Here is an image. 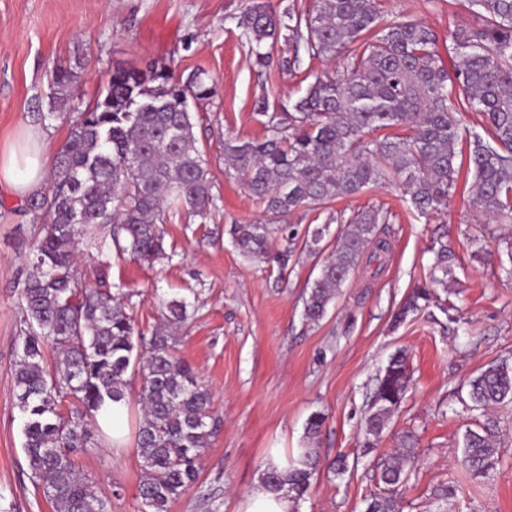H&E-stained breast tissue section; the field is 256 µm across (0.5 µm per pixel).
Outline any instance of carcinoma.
Segmentation results:
<instances>
[{"label":"carcinoma","mask_w":512,"mask_h":512,"mask_svg":"<svg viewBox=\"0 0 512 512\" xmlns=\"http://www.w3.org/2000/svg\"><path fill=\"white\" fill-rule=\"evenodd\" d=\"M468 3L478 24L451 33L452 78L441 63L437 33L415 19L382 23V0H313L309 10L279 14L256 2L239 16L237 27L260 68L271 62L280 38L288 44V55L278 59L286 71L306 58L337 62L296 101L259 102L263 139L224 140L225 173L239 177L268 215L231 227L242 256L262 257L277 244L275 259L284 271L297 242L294 232L277 225L282 218L325 215L305 242L313 254L330 225H344L310 286L308 320L326 315L360 261L369 265L386 251L378 225L390 223L392 212L378 205L348 216L330 207L339 197L399 183L418 213L441 215L460 171L456 160L465 152L476 207L490 224H512V0ZM69 82L68 73L55 75L51 108L65 105ZM212 92L198 76L184 87L155 66L114 68L104 92L73 121L49 195L31 198L42 224L19 292L26 328L15 368L16 406L31 478L57 512H108L107 501L77 475L72 453L92 445L88 425L106 408L128 405L130 373L140 377L144 406L135 435L145 471L143 512H168L199 478L197 460L213 434L212 398L194 369L174 356L167 330L183 322L187 303L166 302L163 323L147 340L110 290L85 288L76 249L87 239L137 260H157L165 256L167 212L208 216L212 181L188 97L208 99ZM466 112L480 113L481 129L464 123ZM371 243L375 249L368 253ZM433 253L431 279L446 288L448 245L438 242ZM421 300H430L428 289L414 290L395 321L418 310ZM139 345L144 353L135 359ZM408 381L407 357L397 352L378 374L364 447H375ZM467 387L480 419L463 434L461 463L478 482L499 461L493 411L512 404V363L487 364ZM68 397L72 407L65 416L60 407ZM324 422V414L311 415L298 455L283 468L268 464L263 480L269 489L286 488L296 500L307 493L318 464L312 440ZM413 442L408 432L397 438L380 471L386 495L367 512H395L406 481L405 449Z\"/></svg>","instance_id":"carcinoma-1"}]
</instances>
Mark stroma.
Returning <instances> with one entry per match:
<instances>
[{"label":"stroma","instance_id":"stroma-1","mask_svg":"<svg viewBox=\"0 0 512 512\" xmlns=\"http://www.w3.org/2000/svg\"><path fill=\"white\" fill-rule=\"evenodd\" d=\"M251 0H0V160L22 136L58 152L70 125L93 104L116 66L163 65L183 84L204 73L211 98L191 102L194 133L212 181L206 221L168 212L166 256L137 262L112 247L82 243L79 267L88 287L106 280L138 329L162 321L161 300H185L189 318L175 331L176 354L213 396L218 427L199 460L200 477L169 512H241L268 457L295 453L308 418L324 413L316 439L320 464L293 512H366L382 490L378 465L398 433L413 432L402 512H512V405L496 411L500 458L479 483L461 465L462 436L474 425L465 382L494 360H512V224H483L471 203V181L459 178L447 212L417 214L403 187L381 186L336 199L334 208L389 207L380 236L390 250L381 269L355 271L326 317L306 321L304 300L321 255L304 247L311 216L290 222L299 246L287 270L272 259H245L232 244L234 224L263 210L238 179L224 173V137L260 138L261 100L302 96L324 62L287 72L254 65L237 19ZM387 19L422 21L439 36L446 70L455 56L449 37L474 24L465 0H387ZM73 72L66 105L50 107L51 79ZM29 200L0 181V512H56L33 483L23 452L14 373L23 313L18 294L27 268L35 215ZM447 234L454 254L447 288L400 325L392 317L415 287L429 283L434 238ZM406 350L405 397L372 452L362 426L376 377L396 350ZM346 456L349 469L332 464ZM77 470L110 512H140L144 477L134 439L111 438L76 449Z\"/></svg>","mask_w":512,"mask_h":512}]
</instances>
